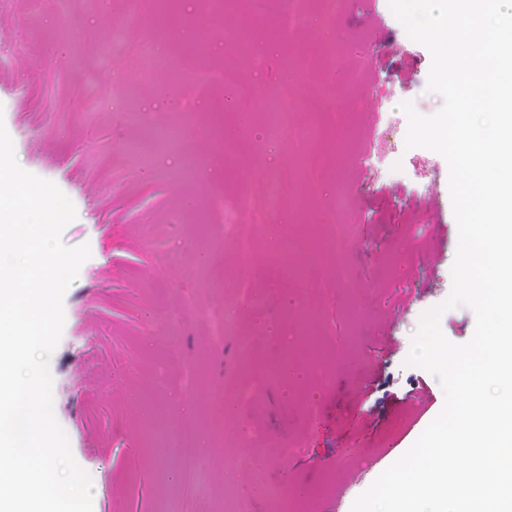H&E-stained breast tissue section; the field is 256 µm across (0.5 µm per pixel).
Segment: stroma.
Instances as JSON below:
<instances>
[{"instance_id": "35a3bbf8", "label": "stroma", "mask_w": 512, "mask_h": 512, "mask_svg": "<svg viewBox=\"0 0 512 512\" xmlns=\"http://www.w3.org/2000/svg\"><path fill=\"white\" fill-rule=\"evenodd\" d=\"M123 2L97 0L68 32L53 0H0V122L18 164L72 201L63 243L90 249L64 295L49 368L55 417L91 478L93 512H155L160 468L168 489L183 492L180 463L145 438L172 426L187 430L190 455L212 487L239 497L242 512H274L268 486L287 492L296 512H351L444 404L439 380L407 359L422 316L452 290L449 167L434 151L406 148L405 129H387L401 103L425 116L440 109L426 89L431 54L389 0H347L334 30L309 21L278 44L259 23L282 0H258L224 16L229 29L255 26L253 39L229 45L209 28L193 33L223 60V83L172 97V71L194 62L179 42L149 80L132 50L113 58L111 76L96 75ZM285 81L308 103L298 123L325 128L311 147L327 170L318 196L284 202L259 237L297 242L343 224L349 253L332 270L308 251L298 273L284 275L260 251L248 300L232 243L207 245L219 220L204 211L217 192L261 203L263 171L298 167L294 140L265 147L242 122L252 110L247 90ZM186 112L230 128L223 147L191 128L184 153L147 155V127ZM340 184L350 196L342 209ZM216 308L230 323L219 351L206 322ZM242 336L255 341L259 368H239ZM192 361L224 389L223 440L187 396Z\"/></svg>"}]
</instances>
